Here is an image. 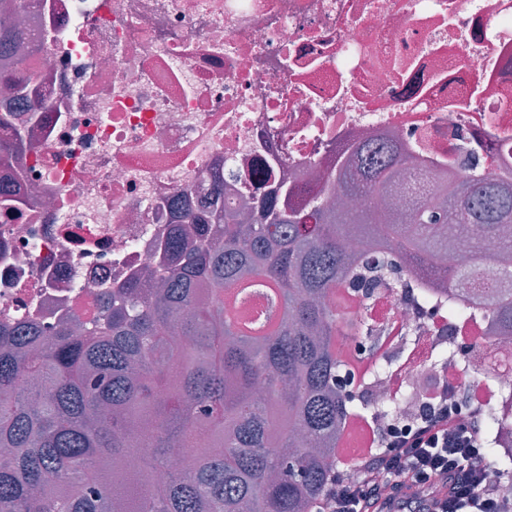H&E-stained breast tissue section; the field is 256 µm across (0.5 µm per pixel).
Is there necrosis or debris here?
Masks as SVG:
<instances>
[{"mask_svg": "<svg viewBox=\"0 0 512 512\" xmlns=\"http://www.w3.org/2000/svg\"><path fill=\"white\" fill-rule=\"evenodd\" d=\"M28 25L44 106L0 184L26 195L0 206V327L26 320L92 326L102 300L156 270L178 200L211 177L224 206L254 207L279 183H322L336 150L367 135L400 141L403 203L437 166L454 179L494 173L512 152V0H36ZM344 321L382 371L356 381L366 418L421 410L411 391L471 389L512 411V338L479 311L461 317L439 288L384 280Z\"/></svg>", "mask_w": 512, "mask_h": 512, "instance_id": "4bbe7bcc", "label": "necrosis or debris"}]
</instances>
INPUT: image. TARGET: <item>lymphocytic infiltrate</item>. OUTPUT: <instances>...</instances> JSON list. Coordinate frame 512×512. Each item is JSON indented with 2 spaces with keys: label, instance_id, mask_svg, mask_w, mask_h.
<instances>
[{
  "label": "lymphocytic infiltrate",
  "instance_id": "f902f5d3",
  "mask_svg": "<svg viewBox=\"0 0 512 512\" xmlns=\"http://www.w3.org/2000/svg\"><path fill=\"white\" fill-rule=\"evenodd\" d=\"M344 431L360 445H337L315 512H512V492L491 475L479 400L428 407L400 429L353 416Z\"/></svg>",
  "mask_w": 512,
  "mask_h": 512
}]
</instances>
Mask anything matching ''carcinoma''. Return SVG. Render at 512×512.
<instances>
[{
    "mask_svg": "<svg viewBox=\"0 0 512 512\" xmlns=\"http://www.w3.org/2000/svg\"><path fill=\"white\" fill-rule=\"evenodd\" d=\"M33 6L0 0V79L27 43L14 17ZM11 87L41 108L32 78ZM21 145L1 114L0 160ZM344 153L314 195L295 203L281 183L258 215L224 211V181L213 178L207 209L174 223L161 288L124 285L99 328L0 330V512H313L354 401L334 351L343 332L331 301L345 279L372 287L377 272L406 270L462 286L493 329L512 335V166L494 178L443 175L402 212L379 199L397 190L404 147L366 138ZM350 236L379 249L378 265L347 252ZM450 248L462 263L441 264ZM488 261L501 271L491 286L480 276ZM250 280L285 300L264 334L225 323L224 285ZM485 423L505 434L512 424L495 410ZM194 442L192 471L157 480ZM488 457L493 469L512 468L494 444Z\"/></svg>",
    "mask_w": 512,
    "mask_h": 512,
    "instance_id": "1",
    "label": "carcinoma"
}]
</instances>
